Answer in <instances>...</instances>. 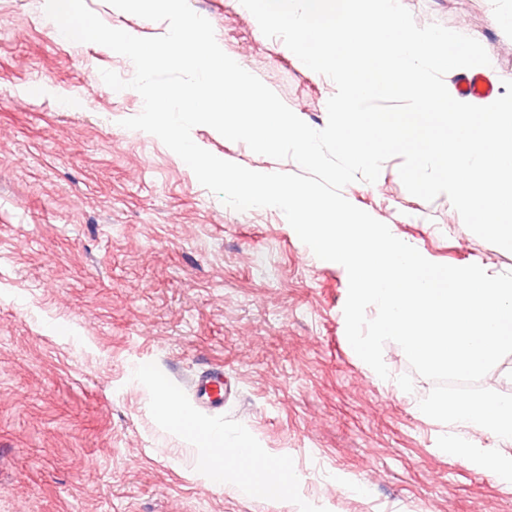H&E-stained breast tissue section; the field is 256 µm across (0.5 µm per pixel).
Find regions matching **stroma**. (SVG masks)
Here are the masks:
<instances>
[{
    "mask_svg": "<svg viewBox=\"0 0 512 512\" xmlns=\"http://www.w3.org/2000/svg\"><path fill=\"white\" fill-rule=\"evenodd\" d=\"M142 38L166 25L85 0ZM418 25L469 23L512 80V0H401ZM45 0H0V512H512L490 470L436 451L442 424L417 403L432 381L399 345L376 379L345 332L346 269L317 258L274 208L237 211L156 136L121 127L142 110L102 80L130 61L58 32ZM226 54L314 129L336 86L240 0H189ZM195 141L245 168L299 172L205 125ZM400 158L343 196L432 260L512 271V252L472 233L447 196L408 193ZM153 377L140 374V367ZM220 368L234 392L195 408V375ZM203 429L257 450L250 493L217 489L201 440L158 411L154 378ZM299 477L292 502L276 467ZM347 484L336 482L337 475Z\"/></svg>",
    "mask_w": 512,
    "mask_h": 512,
    "instance_id": "stroma-1",
    "label": "stroma"
}]
</instances>
